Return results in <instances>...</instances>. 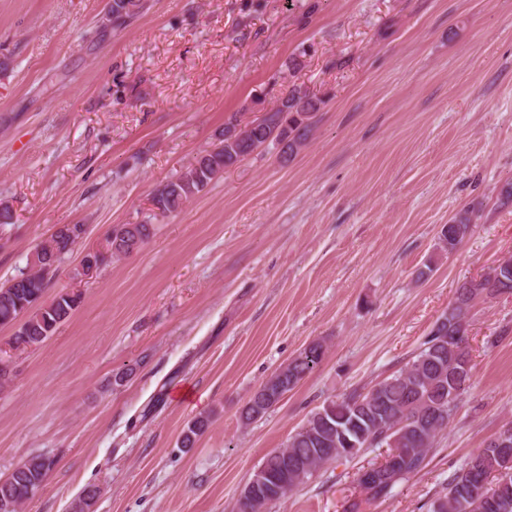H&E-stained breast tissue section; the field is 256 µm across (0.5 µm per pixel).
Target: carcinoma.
Listing matches in <instances>:
<instances>
[{
    "label": "carcinoma",
    "mask_w": 512,
    "mask_h": 512,
    "mask_svg": "<svg viewBox=\"0 0 512 512\" xmlns=\"http://www.w3.org/2000/svg\"><path fill=\"white\" fill-rule=\"evenodd\" d=\"M143 0H112V27L126 26L143 10ZM325 100L293 88L261 117L245 126L224 124V138L201 154L177 176L161 183L152 195L162 215L177 213L224 172L237 166L260 147L275 143L281 158L291 159L313 134L316 116ZM473 221V209L464 207L443 225L440 249L453 252ZM86 234L83 224H63L34 254L41 265L29 266L0 286V325L21 323L9 345L16 349L45 342L81 302L76 293H62L48 304H39L55 275L56 264ZM151 234L148 224H118L106 239V251L87 253L74 277L85 275V262L101 269L118 252L142 245ZM512 294V277L495 274L494 268L480 278L461 283L448 311L431 328L424 347L406 368L365 394L332 401L312 413L288 439L286 448L268 453L259 471L267 474L251 498L253 512H262L295 488L309 481L326 463L357 457L368 448H401L393 463L384 462L361 470L358 485L366 500L388 498L394 487L417 474L435 437L448 426L460 397L472 377V358L467 346L468 316L472 302L483 296ZM324 346L314 342L288 364L276 370L260 386L241 411L249 424L264 417L289 391L320 365ZM209 419L197 417L186 427L181 446L193 447ZM55 461L38 455L19 463L10 476L0 480V512H17L43 486ZM430 512H512V454L491 440L474 452L448 482Z\"/></svg>",
    "instance_id": "carcinoma-1"
}]
</instances>
